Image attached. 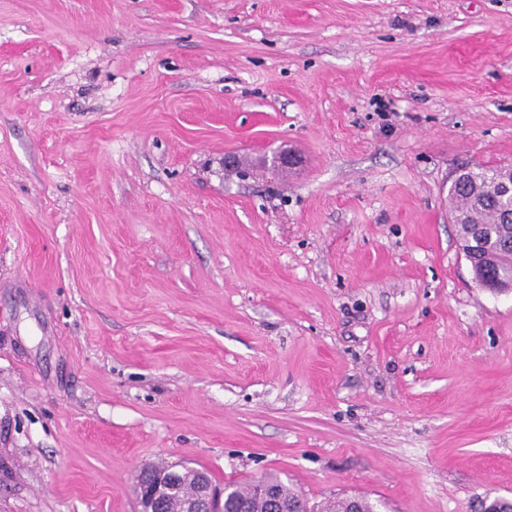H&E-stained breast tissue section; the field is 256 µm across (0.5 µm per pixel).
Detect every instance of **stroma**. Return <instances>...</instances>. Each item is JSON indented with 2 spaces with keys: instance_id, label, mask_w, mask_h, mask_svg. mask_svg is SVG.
Wrapping results in <instances>:
<instances>
[{
  "instance_id": "1",
  "label": "stroma",
  "mask_w": 512,
  "mask_h": 512,
  "mask_svg": "<svg viewBox=\"0 0 512 512\" xmlns=\"http://www.w3.org/2000/svg\"><path fill=\"white\" fill-rule=\"evenodd\" d=\"M510 164L512 0H0V512L159 461L512 499V293L448 207Z\"/></svg>"
}]
</instances>
